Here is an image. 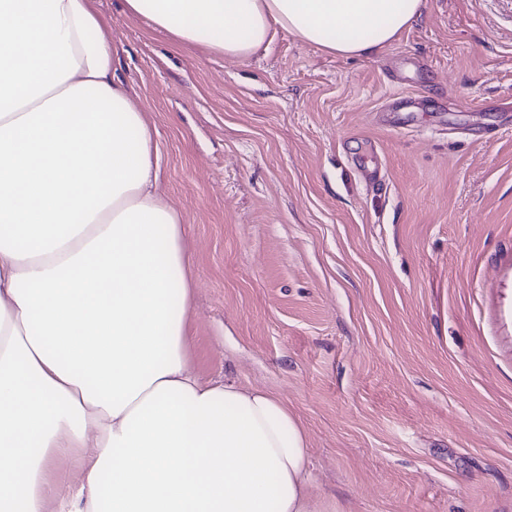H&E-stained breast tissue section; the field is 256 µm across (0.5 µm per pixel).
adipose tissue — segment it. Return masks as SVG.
I'll return each instance as SVG.
<instances>
[{"label": "adipose tissue", "mask_w": 512, "mask_h": 512, "mask_svg": "<svg viewBox=\"0 0 512 512\" xmlns=\"http://www.w3.org/2000/svg\"><path fill=\"white\" fill-rule=\"evenodd\" d=\"M245 60L275 30L345 58L423 0H122ZM95 0H0V512H343L287 403L189 357L178 211Z\"/></svg>", "instance_id": "obj_1"}]
</instances>
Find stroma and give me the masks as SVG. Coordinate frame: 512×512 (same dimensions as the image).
<instances>
[{"mask_svg":"<svg viewBox=\"0 0 512 512\" xmlns=\"http://www.w3.org/2000/svg\"><path fill=\"white\" fill-rule=\"evenodd\" d=\"M98 9L187 228L199 377L286 401L348 512H512V0L246 61Z\"/></svg>","mask_w":512,"mask_h":512,"instance_id":"1","label":"stroma"}]
</instances>
